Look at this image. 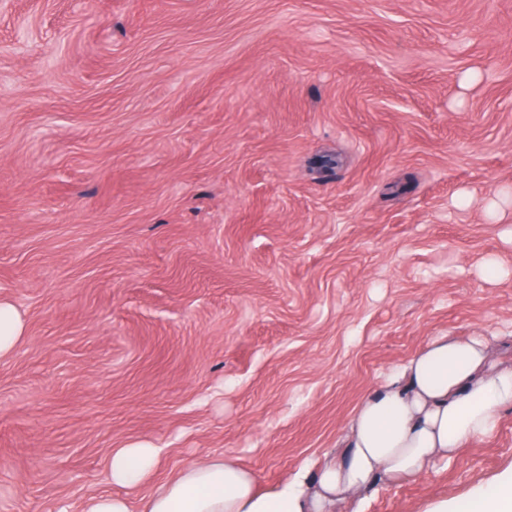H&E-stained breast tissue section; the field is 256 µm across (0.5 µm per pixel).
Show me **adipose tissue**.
<instances>
[{
	"mask_svg": "<svg viewBox=\"0 0 512 512\" xmlns=\"http://www.w3.org/2000/svg\"><path fill=\"white\" fill-rule=\"evenodd\" d=\"M512 408V368L490 371L483 337L439 336L394 368L356 409L345 449L312 472L263 491L231 456L184 464L152 485L159 452L146 442L114 449L109 495L88 496L82 512H131L127 490L149 485L140 512H335L352 493L420 476L497 428ZM435 512H512V477Z\"/></svg>",
	"mask_w": 512,
	"mask_h": 512,
	"instance_id": "adipose-tissue-1",
	"label": "adipose tissue"
}]
</instances>
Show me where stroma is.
<instances>
[{"instance_id":"35a3bbf8","label":"stroma","mask_w":512,"mask_h":512,"mask_svg":"<svg viewBox=\"0 0 512 512\" xmlns=\"http://www.w3.org/2000/svg\"><path fill=\"white\" fill-rule=\"evenodd\" d=\"M0 299V512L134 442L265 489L435 337L512 367V0H0ZM511 473L512 409L337 512ZM26 334L25 321L10 302L0 301V358L11 356Z\"/></svg>"}]
</instances>
